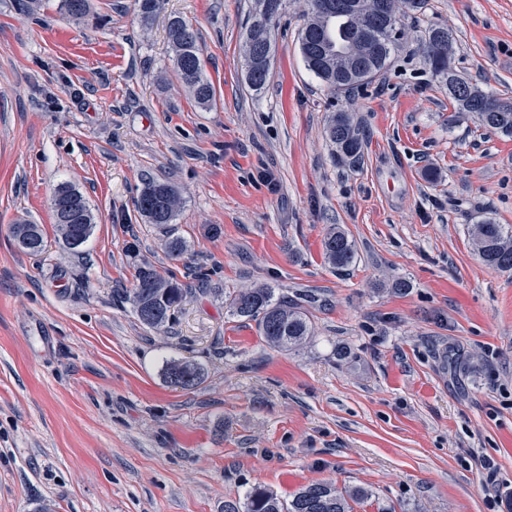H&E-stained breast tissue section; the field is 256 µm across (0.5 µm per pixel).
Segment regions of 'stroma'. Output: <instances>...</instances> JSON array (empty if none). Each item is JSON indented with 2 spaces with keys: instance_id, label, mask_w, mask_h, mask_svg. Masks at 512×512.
Listing matches in <instances>:
<instances>
[{
  "instance_id": "obj_1",
  "label": "stroma",
  "mask_w": 512,
  "mask_h": 512,
  "mask_svg": "<svg viewBox=\"0 0 512 512\" xmlns=\"http://www.w3.org/2000/svg\"><path fill=\"white\" fill-rule=\"evenodd\" d=\"M24 3L0 0V512H224L313 482L365 490L353 512H512V273L470 234L512 228V138L455 118L411 39L371 84L328 91L299 51L302 0L260 95L242 75L250 0H163L147 27L134 0H91L82 22ZM173 16L198 34L207 107L175 72ZM408 24L447 26L456 74L512 98V0H428ZM341 108L354 167L324 137ZM152 180L179 191L174 223L137 212ZM62 184L95 216L79 256L51 208ZM24 222L41 255L16 248ZM336 226L356 247L344 271L323 255ZM145 263L193 289L170 328L114 296ZM249 285L302 304L312 339L281 352L230 316L225 292ZM173 358L202 366L196 388L168 381ZM35 227L38 235L35 240L29 244H24V240L29 237V231ZM12 235L15 239L17 247L24 253L32 256L39 255L44 250V238L42 231L37 224H19L12 228Z\"/></svg>"
}]
</instances>
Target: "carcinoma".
Returning <instances> with one entry per match:
<instances>
[{
    "instance_id": "obj_1",
    "label": "carcinoma",
    "mask_w": 512,
    "mask_h": 512,
    "mask_svg": "<svg viewBox=\"0 0 512 512\" xmlns=\"http://www.w3.org/2000/svg\"><path fill=\"white\" fill-rule=\"evenodd\" d=\"M283 0H252L242 33L244 77L255 94L267 86L270 70L261 64L276 53L275 37L267 35L264 25L268 14ZM306 22L299 32V49L306 68L331 92H347L370 84L365 77L371 70L381 74L387 69L392 54L407 34L408 12H421L428 0H387L389 11L396 17L388 26L375 14L377 0H358L359 10L343 9L344 0H306ZM143 25H150L160 8V0H136ZM60 9L69 16L82 19L89 14V0H60ZM167 39L174 53L177 74L185 90L195 102L207 107L215 91L205 77L200 46L195 30L179 17L169 19ZM451 35L441 26L432 27L421 39L422 53L433 75L448 88V98L456 111L476 115L480 126L496 134L512 136V99L501 98L460 79L448 57ZM326 135L336 148V156L351 165L362 158L363 144L352 113L338 110L330 116ZM55 223L92 224L94 216L84 196L69 185L58 186L51 198ZM136 209L153 224H171L176 220L182 199L171 185L149 182L140 190ZM31 224L12 228L17 247L32 256L44 250L43 234L24 243ZM473 242L482 262L502 272L512 271V230L487 218L474 225ZM328 263L338 269L350 267L356 256L355 246L341 231L333 230L323 241ZM189 289L164 279L153 266H140L132 291L124 292L139 322L161 330L169 325L175 310L186 299ZM230 315L257 322L263 341L282 351H291L312 336V324L305 310L283 299L275 298L268 286L246 288L228 296ZM169 381L183 389L197 387L204 376L200 364L186 360L165 363ZM363 496L354 490L343 494L326 483H312L300 489L289 500L255 487L242 498L224 500V512H352L349 500Z\"/></svg>"
}]
</instances>
